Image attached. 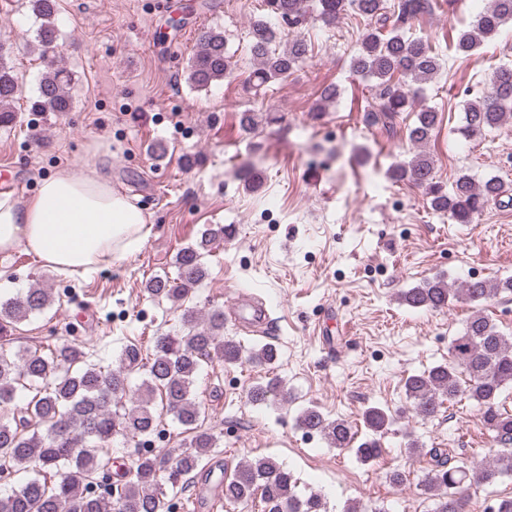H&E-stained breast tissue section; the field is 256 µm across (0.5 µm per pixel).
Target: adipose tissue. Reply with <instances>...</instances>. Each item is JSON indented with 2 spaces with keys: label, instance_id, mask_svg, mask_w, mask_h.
<instances>
[{
  "label": "adipose tissue",
  "instance_id": "obj_1",
  "mask_svg": "<svg viewBox=\"0 0 512 512\" xmlns=\"http://www.w3.org/2000/svg\"><path fill=\"white\" fill-rule=\"evenodd\" d=\"M152 226L105 172L45 177L31 198L0 197V252L22 248L59 274L89 273L137 252Z\"/></svg>",
  "mask_w": 512,
  "mask_h": 512
}]
</instances>
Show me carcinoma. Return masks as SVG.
I'll list each match as a JSON object with an SVG mask.
<instances>
[{
    "label": "carcinoma",
    "mask_w": 512,
    "mask_h": 512,
    "mask_svg": "<svg viewBox=\"0 0 512 512\" xmlns=\"http://www.w3.org/2000/svg\"><path fill=\"white\" fill-rule=\"evenodd\" d=\"M40 24L35 49L47 52L57 48L55 23L57 0H31ZM270 14L290 26L309 18L332 25L351 8L373 27L367 29L350 62L353 73L375 80V100L365 109L364 124L388 136L396 133V117L412 109L418 85L433 79L441 68L432 45L411 38L402 28L430 8L429 0H398L397 28L387 35L379 31L390 19L388 0H264ZM512 22V0H489L471 27L458 32L455 52L469 55L486 38L496 35ZM250 51L256 67L250 82L258 90L285 78L308 57L305 40L297 35L281 44L278 31L268 21L258 19L250 31ZM232 73L231 56L226 50L224 31L209 28L200 33L196 51L189 63L187 82L202 91ZM401 81L394 82L395 76ZM72 78L64 67H54L42 75L34 101L44 112H68L73 99L69 92ZM21 85L12 68L0 54V124L13 119L12 102ZM512 117V67L499 66L493 72L489 90L466 105L461 135L479 140L487 132ZM272 112L240 113V127L254 132L273 124ZM438 123V113L422 108L407 128V139L419 151L408 161L395 165L393 179L407 180L425 188L433 210L448 214L457 224H470L487 206L501 201L504 184L497 178L482 182L468 174L459 175L451 190L435 180L432 158L420 150ZM231 234V226L213 224L194 243L181 248L174 260V275H156L146 282L153 297L169 301L182 310L183 334L157 337L149 360L141 348H122L116 366L103 367L88 362L78 345L61 344L42 354L25 348L0 351V407L15 403L17 390L30 388L34 395L14 407L10 418L0 417V477L25 474L19 489L0 497V512H161L166 483L175 489L184 486L200 466L204 456L217 447L218 437L203 427L202 409L194 390L196 377L206 361L226 365L246 362L256 368H271L278 360L275 345L265 343L246 348L224 335V309L202 313L184 303L193 289L208 275L203 262L216 241ZM512 294V278L471 280L460 288L435 277L408 288L399 301L411 308L441 310L452 301L483 303ZM51 303L46 288L33 287L16 297L0 299V326L42 313ZM144 374L137 389L130 387V376ZM512 388V336L501 332L481 313L472 315L463 333L449 348V359L421 374L405 379L406 397L414 416H436L443 399L466 396L479 407L483 423L493 434L496 447L477 468L456 458L452 448H432L429 467L423 479L425 493L435 498L433 512H467L462 494L468 482L492 484L512 476V414L501 410L499 400ZM170 412L190 437L189 446L177 456L168 452L139 458L134 469L116 474L104 496L86 494L96 475L110 472V451L114 437L127 440L150 435L157 426L155 399ZM247 399L253 405H270L285 399L282 380L267 376L252 385ZM362 420L369 434L355 443L352 426L343 419H330L319 409L307 407L297 416L298 425L324 437L332 448H354L364 463L382 457V436L393 422L389 410L372 405L364 409ZM261 504V512H326L316 492L301 496L294 474L270 457L239 462L224 476V503Z\"/></svg>",
    "instance_id": "obj_1"
}]
</instances>
